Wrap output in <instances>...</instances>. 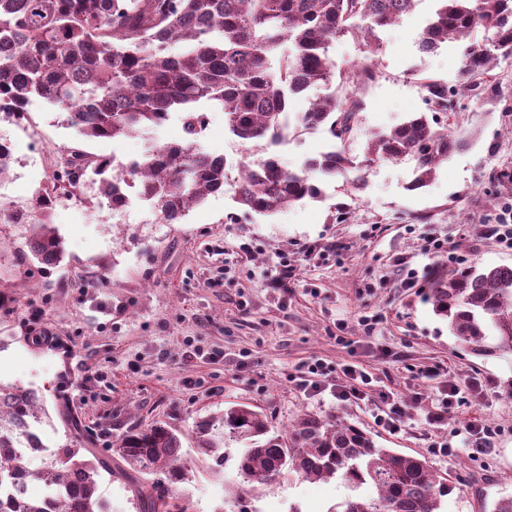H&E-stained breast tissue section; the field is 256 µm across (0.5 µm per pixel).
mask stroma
<instances>
[{"mask_svg":"<svg viewBox=\"0 0 512 512\" xmlns=\"http://www.w3.org/2000/svg\"><path fill=\"white\" fill-rule=\"evenodd\" d=\"M429 10L422 0L381 32L379 75L360 91V124L345 145L351 156L362 157L368 131L398 125L421 108L422 80L456 83L460 46L418 48ZM482 82L483 89L458 98L450 119L467 145L419 190L407 188L409 164L382 162L360 190L348 192L343 180H331L321 200L271 218L244 214L228 189L165 224L138 200L114 213L89 182L78 196L53 205L50 221L64 241L55 266L31 254L28 225L1 220L0 354L8 362L0 366V382L43 394L47 445L74 439L111 461L101 491L112 512H137L134 487L124 463L113 459L112 444L136 422L154 419L180 431L192 461L190 480L177 488L188 512H327L346 496L339 479L294 474L254 491L241 487L234 448L221 472L197 462L195 421L233 404L257 407L283 433L301 414L336 415L372 433L378 447L421 457L453 482L444 512H490L495 499L512 494V354L486 358L462 345L433 312L426 289L400 286L395 266L402 258L417 269L444 267L453 253L467 266L512 267V251L483 233L512 200V58L499 60ZM28 112L22 126L0 119V141L13 147L0 178L6 210L30 207L70 147L80 144L123 164L181 136L174 118L120 142L84 144L64 113L38 100ZM331 141L327 129L303 131L278 154L296 169ZM199 143L233 164L260 156L258 147L225 131L218 108ZM342 209L348 212L343 222L337 219ZM431 237L443 239L448 253L426 254ZM310 245L314 253L304 256ZM283 256L295 267L284 297L270 286ZM365 316L371 327L362 325ZM31 336L46 337V345L31 348ZM314 359L335 371L346 364L368 371L374 390L402 401L400 431L376 423L373 402L296 392L292 377ZM433 365L442 367V376L421 378L420 370ZM478 373L492 378L493 387L467 399L440 428L430 427L427 414L438 406L445 382L463 390ZM63 410L79 420V433L63 424ZM475 415L498 431L490 454L434 453L441 441L461 446L463 420Z\"/></svg>","mask_w":512,"mask_h":512,"instance_id":"1","label":"stroma"}]
</instances>
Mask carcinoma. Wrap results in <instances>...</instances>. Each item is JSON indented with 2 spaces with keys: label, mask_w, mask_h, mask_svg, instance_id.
Here are the masks:
<instances>
[{
  "label": "carcinoma",
  "mask_w": 512,
  "mask_h": 512,
  "mask_svg": "<svg viewBox=\"0 0 512 512\" xmlns=\"http://www.w3.org/2000/svg\"><path fill=\"white\" fill-rule=\"evenodd\" d=\"M423 0H0V115L20 121L38 99L66 114L85 141L121 140L165 125L176 114L183 137L155 145L139 164L115 171L109 157L70 148L64 163L35 196L31 209L9 216L29 224L28 246L42 264H57L63 240L49 226L53 203L86 181L118 205L127 187L139 189L160 220L169 222L224 192L236 171L234 202L247 214L274 216L321 197L322 183L385 161L413 163L408 189L427 186L461 147L448 127L454 97L476 85L496 61L512 57V0H429L420 32L425 52L464 45L454 88L421 84L423 108L388 130L367 134L363 159L342 146L319 153L301 168L275 154L235 167L201 150L209 108L224 112V127L242 145L274 141L286 117L304 130L320 127L344 144L358 128L360 86L376 79L377 61L344 70L329 56L338 39L357 34L376 53L379 32L400 22ZM338 84L340 92L289 112L296 96ZM427 301L448 320L458 340L480 356L512 353V267L454 270L430 289ZM42 398L32 389L0 384V512H108L99 494L101 460L68 444L47 447L40 437ZM196 452L224 467V449L240 448L237 475L250 488L268 486L293 471L306 479L339 478L349 493L328 512H444L453 490L418 457L380 448L373 436L333 415L304 413L283 436L267 416L244 404L199 418ZM112 454L145 478L138 489L147 512H185L170 493L189 480L180 433L165 420L134 425ZM40 465L32 466V456ZM42 487L17 496L16 482ZM377 496L358 495L363 484Z\"/></svg>",
  "instance_id": "cac0c4a2"
}]
</instances>
